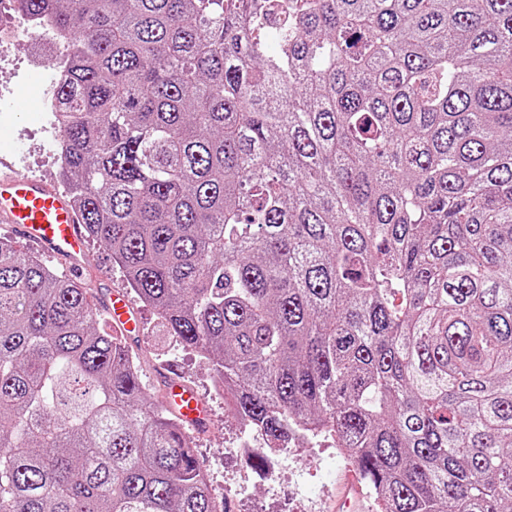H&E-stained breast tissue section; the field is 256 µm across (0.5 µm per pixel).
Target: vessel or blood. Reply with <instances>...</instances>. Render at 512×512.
Returning a JSON list of instances; mask_svg holds the SVG:
<instances>
[{
	"mask_svg": "<svg viewBox=\"0 0 512 512\" xmlns=\"http://www.w3.org/2000/svg\"><path fill=\"white\" fill-rule=\"evenodd\" d=\"M0 223L8 226L19 245H33L61 262L72 278L86 271L87 229L69 196L57 186L19 173L1 174ZM103 310L117 333L137 335L140 317L126 292L111 291ZM164 388L161 404L178 415L184 432L201 430L208 416L205 401L177 375L168 377Z\"/></svg>",
	"mask_w": 512,
	"mask_h": 512,
	"instance_id": "1",
	"label": "vessel or blood"
}]
</instances>
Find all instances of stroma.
<instances>
[{
	"label": "stroma",
	"instance_id": "stroma-1",
	"mask_svg": "<svg viewBox=\"0 0 512 512\" xmlns=\"http://www.w3.org/2000/svg\"><path fill=\"white\" fill-rule=\"evenodd\" d=\"M43 74L31 66L26 43L0 50V110L12 113V123L0 127V156L31 176L61 184L54 150L61 140L58 131L42 121L40 86ZM87 281L91 292L105 295L109 290L125 288L118 268L112 265L110 252L90 243ZM142 333L128 337L126 344L140 362L143 391L159 399L167 370L180 373L188 385L207 397L212 408L211 424L194 438L197 453L233 512H333L341 496L349 463L325 450L291 442L283 461L275 490L256 480V468L242 460L235 442L243 430L222 401L209 395L210 374L205 363L193 353L177 350L156 312L138 304Z\"/></svg>",
	"mask_w": 512,
	"mask_h": 512
}]
</instances>
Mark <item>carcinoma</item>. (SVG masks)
Returning <instances> with one entry per match:
<instances>
[{
	"label": "carcinoma",
	"mask_w": 512,
	"mask_h": 512,
	"mask_svg": "<svg viewBox=\"0 0 512 512\" xmlns=\"http://www.w3.org/2000/svg\"><path fill=\"white\" fill-rule=\"evenodd\" d=\"M136 297L379 512H512V0H19ZM274 50H269V44ZM81 282L0 241V512H224ZM362 485L364 496H362V489L359 483V477L354 471L350 472L346 481V488L343 496V505L348 507L350 505L351 499H353L354 501H360L363 497L362 510L358 512H379L377 510V505L374 502L373 498L370 496L365 484L362 483Z\"/></svg>",
	"instance_id": "cac0c4a2"
}]
</instances>
